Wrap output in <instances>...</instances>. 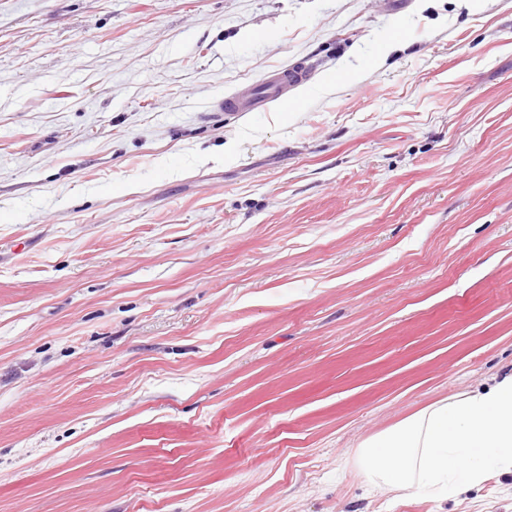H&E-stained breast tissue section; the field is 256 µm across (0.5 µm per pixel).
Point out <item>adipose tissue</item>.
<instances>
[{
  "label": "adipose tissue",
  "instance_id": "1",
  "mask_svg": "<svg viewBox=\"0 0 512 512\" xmlns=\"http://www.w3.org/2000/svg\"><path fill=\"white\" fill-rule=\"evenodd\" d=\"M359 456L373 486L436 498L512 469V372L421 409L364 441Z\"/></svg>",
  "mask_w": 512,
  "mask_h": 512
}]
</instances>
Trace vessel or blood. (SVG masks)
Returning a JSON list of instances; mask_svg holds the SVG:
<instances>
[{
	"mask_svg": "<svg viewBox=\"0 0 512 512\" xmlns=\"http://www.w3.org/2000/svg\"><path fill=\"white\" fill-rule=\"evenodd\" d=\"M310 78V72L302 68L286 67L273 71L225 95L220 107L232 115L262 111L277 103L293 107L297 104L295 90Z\"/></svg>",
	"mask_w": 512,
	"mask_h": 512,
	"instance_id": "1",
	"label": "vessel or blood"
}]
</instances>
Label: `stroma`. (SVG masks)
<instances>
[{"instance_id":"35a3bbf8","label":"stroma","mask_w":512,"mask_h":512,"mask_svg":"<svg viewBox=\"0 0 512 512\" xmlns=\"http://www.w3.org/2000/svg\"><path fill=\"white\" fill-rule=\"evenodd\" d=\"M511 371L512 0H0V512H512L357 456ZM311 78L307 69L286 67L266 73L250 84L236 88L224 96L219 104L226 114H245L264 111L270 104L280 103L286 107L297 105L294 91Z\"/></svg>"}]
</instances>
